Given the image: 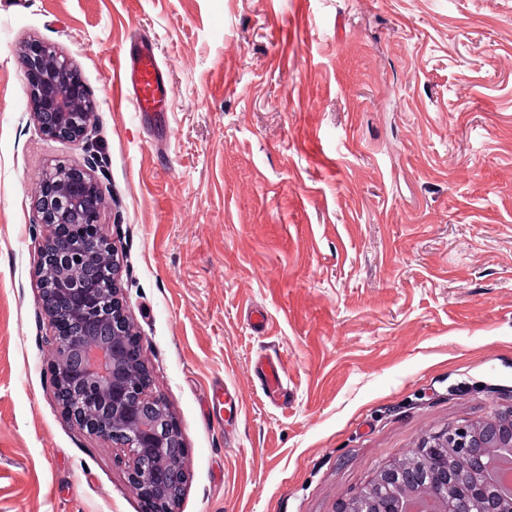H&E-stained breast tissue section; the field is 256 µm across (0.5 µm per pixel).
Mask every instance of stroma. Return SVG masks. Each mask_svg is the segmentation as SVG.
Segmentation results:
<instances>
[{"label": "stroma", "instance_id": "obj_1", "mask_svg": "<svg viewBox=\"0 0 512 512\" xmlns=\"http://www.w3.org/2000/svg\"><path fill=\"white\" fill-rule=\"evenodd\" d=\"M143 39L158 117L112 67ZM31 41L97 105L100 222L190 448L177 512H335L512 406V0H0V512H143L55 399L31 202L84 149L29 114ZM257 369L269 399L275 398L280 393L282 385V367L278 360L263 357L257 361Z\"/></svg>", "mask_w": 512, "mask_h": 512}]
</instances>
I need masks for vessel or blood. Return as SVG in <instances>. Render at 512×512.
<instances>
[{"mask_svg":"<svg viewBox=\"0 0 512 512\" xmlns=\"http://www.w3.org/2000/svg\"><path fill=\"white\" fill-rule=\"evenodd\" d=\"M129 83V99L135 112H162L167 105L165 73L152 45H144L137 56L119 52L113 58ZM258 373L268 398H275L282 385V367L278 360L264 357L257 362Z\"/></svg>","mask_w":512,"mask_h":512,"instance_id":"1","label":"vessel or blood"}]
</instances>
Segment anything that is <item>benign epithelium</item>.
Returning a JSON list of instances; mask_svg holds the SVG:
<instances>
[{"mask_svg":"<svg viewBox=\"0 0 512 512\" xmlns=\"http://www.w3.org/2000/svg\"><path fill=\"white\" fill-rule=\"evenodd\" d=\"M22 63L32 116L41 131L54 139L88 143L94 103L73 77L71 63L43 43L24 46ZM98 167V155L88 149L83 164L58 165L42 174L33 195L36 223L47 227V239L66 234L71 223L83 224L85 242L100 252L102 264L114 275L109 301L76 279L55 289L61 299L81 307L82 321L93 325L96 335L75 334L72 321L46 308L53 329L50 368L64 413L89 436L111 446L145 512H175L166 492L173 485L186 487L189 448L167 403L152 391V372L115 279L114 250L99 242L104 198L95 176ZM488 447L512 453V409L436 433L406 449L378 469L364 489L342 500L338 512H410L411 504L421 499L408 487L416 481L412 460L439 458L437 474L446 485L448 456H440L443 450L468 469L466 493L481 500L478 512H512V495L506 509L484 496L490 474L479 449Z\"/></svg>","mask_w":512,"mask_h":512,"instance_id":"7a95c632","label":"benign epithelium"}]
</instances>
